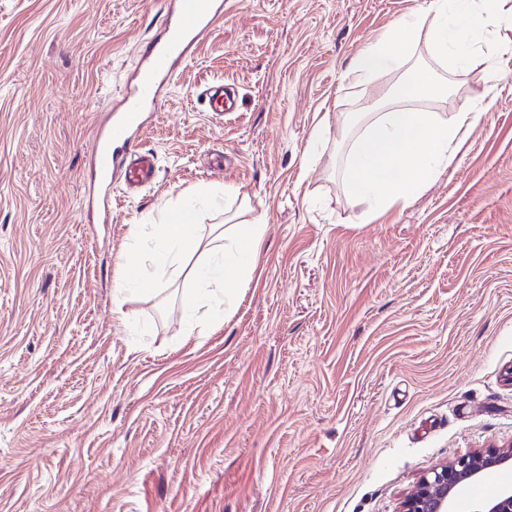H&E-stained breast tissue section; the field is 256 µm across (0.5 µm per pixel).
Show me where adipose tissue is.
<instances>
[{
  "instance_id": "ef3b65f1",
  "label": "adipose tissue",
  "mask_w": 512,
  "mask_h": 512,
  "mask_svg": "<svg viewBox=\"0 0 512 512\" xmlns=\"http://www.w3.org/2000/svg\"><path fill=\"white\" fill-rule=\"evenodd\" d=\"M432 11L429 24L419 13L403 15L356 56L350 67L355 81H367L395 65L424 27L439 57L459 67L470 66L473 41L508 21L500 0H432ZM480 118V113L467 108L446 120L414 109L382 113L345 170L351 198L380 211L407 201L434 181L460 135ZM266 227L260 218L240 220L207 238L199 235L190 205L156 225L155 261L162 274L183 280L181 307L188 322L221 321L224 302L234 300L239 288L253 277Z\"/></svg>"
}]
</instances>
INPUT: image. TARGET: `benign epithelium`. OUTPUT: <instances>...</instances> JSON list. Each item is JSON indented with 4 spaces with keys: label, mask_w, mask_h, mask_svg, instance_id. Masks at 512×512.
Wrapping results in <instances>:
<instances>
[{
    "label": "benign epithelium",
    "mask_w": 512,
    "mask_h": 512,
    "mask_svg": "<svg viewBox=\"0 0 512 512\" xmlns=\"http://www.w3.org/2000/svg\"><path fill=\"white\" fill-rule=\"evenodd\" d=\"M512 468V443L480 448L445 463L418 482L404 500L402 512H459V490L479 482L485 471ZM467 512H512V485L494 496L475 500Z\"/></svg>",
    "instance_id": "obj_1"
}]
</instances>
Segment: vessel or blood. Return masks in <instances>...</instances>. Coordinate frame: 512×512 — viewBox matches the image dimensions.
<instances>
[{"label":"vessel or blood","instance_id":"obj_1","mask_svg":"<svg viewBox=\"0 0 512 512\" xmlns=\"http://www.w3.org/2000/svg\"><path fill=\"white\" fill-rule=\"evenodd\" d=\"M222 10L220 0H167L162 35L146 44L138 77L124 89L119 107L107 114L98 129L92 164L96 199L102 206H109L116 180H124L132 192L154 180L155 158L143 152L138 141L144 116L155 110L158 89L173 76L175 63Z\"/></svg>","mask_w":512,"mask_h":512}]
</instances>
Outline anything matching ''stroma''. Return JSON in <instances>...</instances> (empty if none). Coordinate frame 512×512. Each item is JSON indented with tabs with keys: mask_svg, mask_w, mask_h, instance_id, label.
<instances>
[{
	"mask_svg": "<svg viewBox=\"0 0 512 512\" xmlns=\"http://www.w3.org/2000/svg\"><path fill=\"white\" fill-rule=\"evenodd\" d=\"M429 2L224 0L140 135L154 183L114 184L105 215L96 130L164 0H0V512H401L432 469L512 443V27L458 71L423 36L346 75ZM422 70L448 90L411 107L482 116L380 216L347 158ZM200 184L221 196L201 234L238 212L267 230L223 324L192 329L182 281L116 287L129 243L154 274L152 225ZM424 20L417 12L396 20L372 46L354 58L349 73L355 81H367L378 71L395 65L401 52L418 36Z\"/></svg>",
	"mask_w": 512,
	"mask_h": 512,
	"instance_id": "35a3bbf8",
	"label": "stroma"
}]
</instances>
